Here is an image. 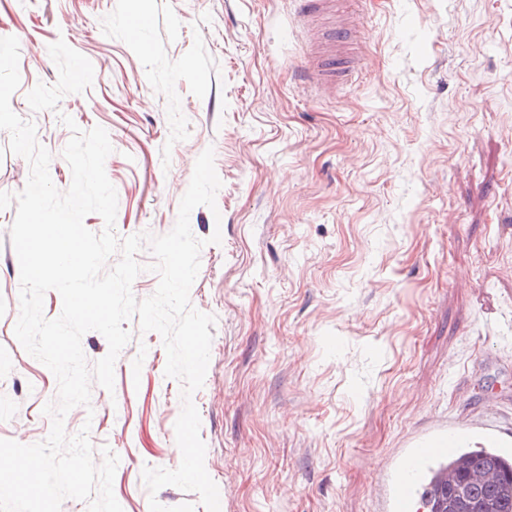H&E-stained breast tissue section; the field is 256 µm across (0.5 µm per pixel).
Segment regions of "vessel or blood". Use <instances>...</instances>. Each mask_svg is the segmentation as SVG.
I'll return each mask as SVG.
<instances>
[{"mask_svg":"<svg viewBox=\"0 0 512 512\" xmlns=\"http://www.w3.org/2000/svg\"><path fill=\"white\" fill-rule=\"evenodd\" d=\"M330 30L324 41L311 45L317 63L308 81L318 94L345 81L347 73L336 49L355 35L354 28L342 21L332 23ZM475 439L499 457H512V429L489 418L469 422L436 418L413 429L391 454L374 487L378 512H424L427 492L447 474V460Z\"/></svg>","mask_w":512,"mask_h":512,"instance_id":"b4317fda","label":"vessel or blood"}]
</instances>
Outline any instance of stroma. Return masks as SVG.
I'll use <instances>...</instances> for the list:
<instances>
[{"label": "stroma", "instance_id": "obj_1", "mask_svg": "<svg viewBox=\"0 0 512 512\" xmlns=\"http://www.w3.org/2000/svg\"><path fill=\"white\" fill-rule=\"evenodd\" d=\"M368 44L334 95L303 83L309 39L295 0H0L20 45L13 111L33 121L67 190L72 133L103 127L115 232L175 225L198 156L213 149L216 209L190 290L213 315L192 400L221 512H373L401 439L436 416L512 423V0H339ZM88 58L94 80L58 111L26 95L55 84L48 47ZM0 130V191L29 164ZM0 210V439L44 441L54 374L14 335L20 271ZM220 243H211L213 233ZM115 389L65 417L95 461L119 457L123 512L150 498L206 512L175 486L149 496L144 467L175 469L178 380L158 333L126 324Z\"/></svg>", "mask_w": 512, "mask_h": 512}]
</instances>
